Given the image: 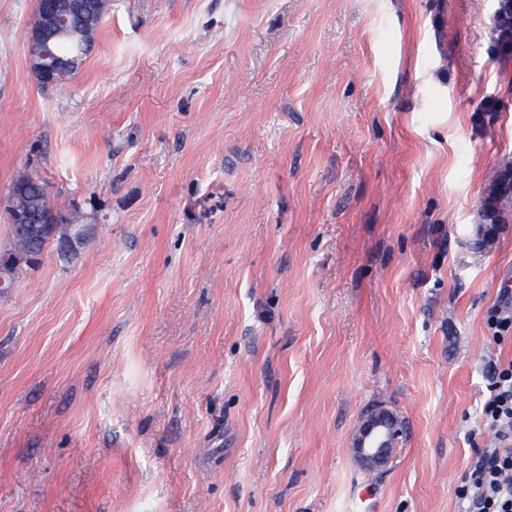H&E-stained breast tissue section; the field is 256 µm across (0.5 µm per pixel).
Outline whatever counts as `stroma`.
<instances>
[{
    "instance_id": "obj_1",
    "label": "stroma",
    "mask_w": 512,
    "mask_h": 512,
    "mask_svg": "<svg viewBox=\"0 0 512 512\" xmlns=\"http://www.w3.org/2000/svg\"><path fill=\"white\" fill-rule=\"evenodd\" d=\"M35 8L0 0V199L31 167L100 229L0 294V512H468L512 362L495 0H111L64 94ZM402 435L397 419L380 408L370 410L362 421L356 437L354 451L368 466L385 464Z\"/></svg>"
}]
</instances>
